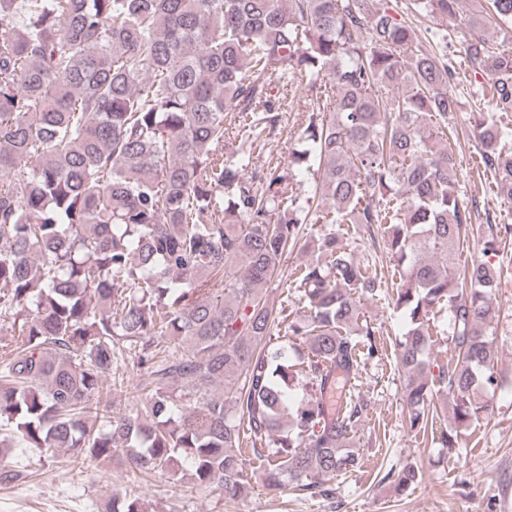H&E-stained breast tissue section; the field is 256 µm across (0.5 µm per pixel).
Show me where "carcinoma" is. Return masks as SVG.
Listing matches in <instances>:
<instances>
[{
  "instance_id": "carcinoma-1",
  "label": "carcinoma",
  "mask_w": 512,
  "mask_h": 512,
  "mask_svg": "<svg viewBox=\"0 0 512 512\" xmlns=\"http://www.w3.org/2000/svg\"><path fill=\"white\" fill-rule=\"evenodd\" d=\"M466 32L464 55L494 110L478 123L481 165L512 199V0H413ZM456 68L382 0H0V480L21 484L10 448L63 449L144 476L181 472L199 489L239 494L246 455L267 488L317 497L361 467L353 438L368 404L355 393L381 357L351 291L382 281L331 230L292 272L306 315L265 288L300 245L308 213L295 172L317 166L319 224L378 225L400 285L409 428L426 433L442 393L458 428L490 410L497 280L460 268L474 207L460 200L448 115ZM312 91L302 149L249 171L226 157L225 113L263 149L288 94ZM452 356L430 373L436 317ZM304 337L296 369L279 326ZM148 373L116 415L117 344ZM304 378L302 391L296 383ZM406 465L385 480L404 492ZM112 512H144L112 496Z\"/></svg>"
}]
</instances>
